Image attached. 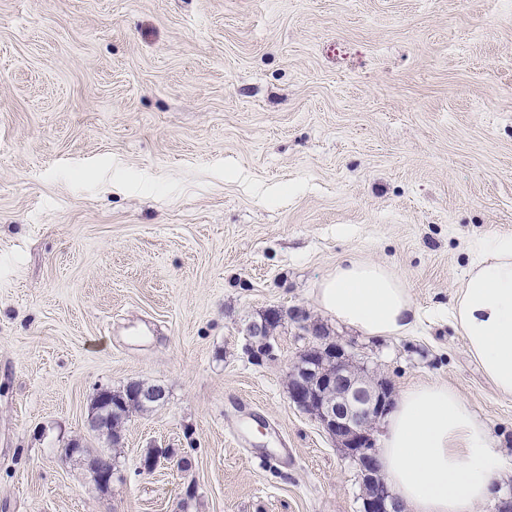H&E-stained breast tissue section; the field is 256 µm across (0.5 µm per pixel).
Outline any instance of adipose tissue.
<instances>
[{"instance_id": "ef3b65f1", "label": "adipose tissue", "mask_w": 512, "mask_h": 512, "mask_svg": "<svg viewBox=\"0 0 512 512\" xmlns=\"http://www.w3.org/2000/svg\"><path fill=\"white\" fill-rule=\"evenodd\" d=\"M450 320L498 391L512 397V237L476 245ZM336 322L372 337L399 336L418 316L406 282L387 265L348 260L315 293ZM380 473L407 512H476L512 473L486 424L453 389L405 390L386 417Z\"/></svg>"}]
</instances>
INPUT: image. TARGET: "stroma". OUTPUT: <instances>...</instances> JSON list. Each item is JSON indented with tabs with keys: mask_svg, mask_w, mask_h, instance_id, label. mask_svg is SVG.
<instances>
[{
	"mask_svg": "<svg viewBox=\"0 0 512 512\" xmlns=\"http://www.w3.org/2000/svg\"><path fill=\"white\" fill-rule=\"evenodd\" d=\"M512 236V0H0V512H362L357 467L288 399L305 309L395 393L444 384L512 462L449 312ZM406 281L410 332L315 301L340 261ZM160 384L111 485L70 439L98 389ZM180 466L139 470L147 448Z\"/></svg>",
	"mask_w": 512,
	"mask_h": 512,
	"instance_id": "obj_1",
	"label": "stroma"
}]
</instances>
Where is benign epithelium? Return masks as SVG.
<instances>
[{"label":"benign epithelium","mask_w":512,"mask_h":512,"mask_svg":"<svg viewBox=\"0 0 512 512\" xmlns=\"http://www.w3.org/2000/svg\"><path fill=\"white\" fill-rule=\"evenodd\" d=\"M280 322H292L316 346L289 367L288 398L319 422L336 442V447L356 463L360 473L363 512H404V507L380 474L373 432L394 406L393 389L387 378L362 371L345 349L314 331L308 312L299 307L279 311ZM251 348L264 353L273 350L272 336L264 323L248 328ZM133 397L142 405L156 407L166 398L161 385L142 386ZM173 452L155 448L142 456L139 469L151 473L173 463ZM98 489L112 483V461L103 457L87 458Z\"/></svg>","instance_id":"obj_1"}]
</instances>
